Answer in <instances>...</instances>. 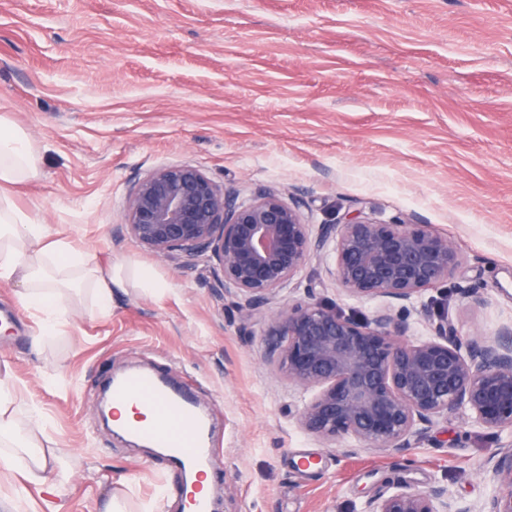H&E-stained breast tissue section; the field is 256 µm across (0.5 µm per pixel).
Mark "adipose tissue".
<instances>
[{
    "label": "adipose tissue",
    "instance_id": "obj_1",
    "mask_svg": "<svg viewBox=\"0 0 512 512\" xmlns=\"http://www.w3.org/2000/svg\"><path fill=\"white\" fill-rule=\"evenodd\" d=\"M39 173L29 136L0 116V283L21 286L20 298L40 316L41 334L56 335L67 319L65 292L80 284L93 288L96 312L108 314L112 292L124 282L122 266L102 269L73 241L39 224L13 201L11 186Z\"/></svg>",
    "mask_w": 512,
    "mask_h": 512
}]
</instances>
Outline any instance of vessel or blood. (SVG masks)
<instances>
[{
	"label": "vessel or blood",
	"instance_id": "vessel-or-blood-1",
	"mask_svg": "<svg viewBox=\"0 0 512 512\" xmlns=\"http://www.w3.org/2000/svg\"><path fill=\"white\" fill-rule=\"evenodd\" d=\"M139 395L157 418L154 426L132 429L131 434L164 449L178 471L203 468L212 476L224 474V464L212 448L204 417L197 411L187 391L171 389L157 374L136 372L114 384L112 397L121 400Z\"/></svg>",
	"mask_w": 512,
	"mask_h": 512
}]
</instances>
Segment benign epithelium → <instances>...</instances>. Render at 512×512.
<instances>
[{
  "label": "benign epithelium",
  "mask_w": 512,
  "mask_h": 512,
  "mask_svg": "<svg viewBox=\"0 0 512 512\" xmlns=\"http://www.w3.org/2000/svg\"><path fill=\"white\" fill-rule=\"evenodd\" d=\"M123 227L170 260L212 253L224 293L250 317L266 314L331 240L340 290L389 302L368 320L318 298L312 286L309 300L271 317L270 362L294 387L314 391L295 414L306 434L405 453L437 419L462 408L491 433L512 429V324L492 336H460L440 311L428 319L427 339L407 336L405 303L459 265L448 238L428 225L381 224L357 213L314 235L281 194L263 191L239 204L200 169L180 165L135 185ZM487 464L499 491L477 510L439 488L402 486L372 500L370 512H512V448L493 449Z\"/></svg>",
  "instance_id": "obj_1"
}]
</instances>
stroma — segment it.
I'll return each mask as SVG.
<instances>
[{
	"label": "stroma",
	"instance_id": "obj_1",
	"mask_svg": "<svg viewBox=\"0 0 512 512\" xmlns=\"http://www.w3.org/2000/svg\"><path fill=\"white\" fill-rule=\"evenodd\" d=\"M1 115L39 154L15 204L101 268L148 267L164 288L127 278L98 315L83 285L44 339L18 286L0 284L17 316L0 319V379L21 389L22 432L59 461L18 501L28 458L0 446L15 461L0 512H106L114 497L126 512H179L167 460L99 419L101 389L133 368L195 381L224 455L219 512H369L402 486L476 506L496 492L487 452L512 429L488 434L461 410L408 455L304 433L291 412L310 395L268 362L267 317L246 319L209 256L162 259L122 224L136 183L181 164L241 200L301 201L315 232L357 212L427 224L459 265L411 300L409 336L428 337L440 305L459 335H491L512 322V0H0ZM332 264L328 247L269 315L313 283L344 312L384 308L341 291ZM33 403L44 426L27 419Z\"/></svg>",
	"mask_w": 512,
	"mask_h": 512
}]
</instances>
